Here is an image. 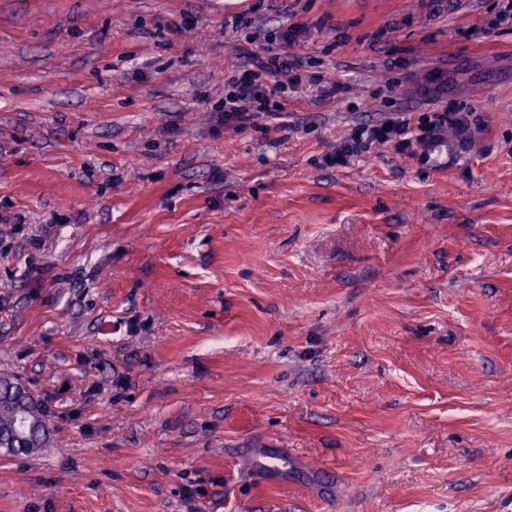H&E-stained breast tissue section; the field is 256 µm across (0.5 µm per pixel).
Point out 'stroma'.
I'll use <instances>...</instances> for the list:
<instances>
[{
    "label": "stroma",
    "mask_w": 512,
    "mask_h": 512,
    "mask_svg": "<svg viewBox=\"0 0 512 512\" xmlns=\"http://www.w3.org/2000/svg\"><path fill=\"white\" fill-rule=\"evenodd\" d=\"M500 7L0 0V378L52 408L0 447V512H512ZM239 14L307 27L288 129L216 121ZM444 108L483 133L324 163ZM261 448L267 481L237 462Z\"/></svg>",
    "instance_id": "stroma-1"
}]
</instances>
